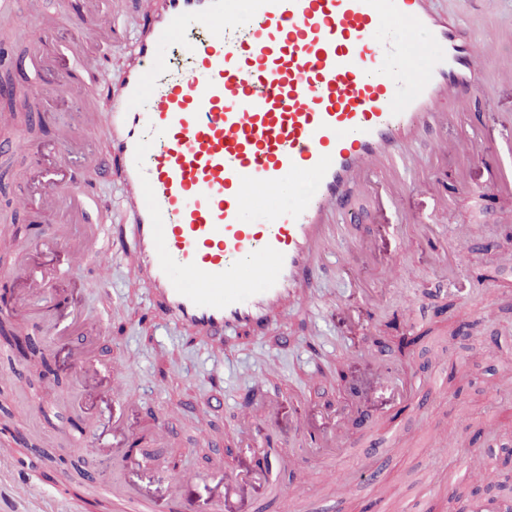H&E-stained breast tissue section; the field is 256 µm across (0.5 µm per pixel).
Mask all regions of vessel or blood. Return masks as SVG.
Listing matches in <instances>:
<instances>
[{
  "label": "vessel or blood",
  "instance_id": "1",
  "mask_svg": "<svg viewBox=\"0 0 512 512\" xmlns=\"http://www.w3.org/2000/svg\"><path fill=\"white\" fill-rule=\"evenodd\" d=\"M182 42L191 62L176 68L167 49ZM134 52L138 62L122 74L110 108V156L133 198L130 244L156 308L207 342L240 327L265 329L297 288L316 287L320 260L339 233L370 263L375 238L339 222L354 191L368 186V171L393 186L421 129L443 131L474 90L492 92L512 73L494 48L474 53L467 24L436 13L431 0H157ZM85 167L60 135L30 194L33 209L47 214L63 203L87 212L90 197L78 177ZM11 275L38 296L53 287L58 269L46 263L30 276L20 252ZM40 320L67 342L77 377L111 369L109 394L119 406L112 431L124 434L129 365L102 358L98 328L79 309ZM374 391L412 401L404 381L383 369ZM240 409L237 441L251 463L225 460L216 441L209 469L170 466L179 484L221 487L220 512H236L245 487L278 498L311 479L294 473L292 485L280 484L275 473L292 471L291 456L254 435L256 421L276 411L274 400L252 393ZM323 418L326 429L309 434L310 455L330 457L345 442L379 452V420L356 395L325 408ZM177 425L153 416L150 440L166 450ZM18 440L0 430V482L13 512H27L31 483ZM70 480L63 471L55 484L65 512H97L107 502L113 512H155L130 483L102 486L86 474V493L73 494Z\"/></svg>",
  "mask_w": 512,
  "mask_h": 512
}]
</instances>
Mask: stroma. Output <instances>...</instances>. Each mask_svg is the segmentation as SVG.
<instances>
[{
	"mask_svg": "<svg viewBox=\"0 0 512 512\" xmlns=\"http://www.w3.org/2000/svg\"><path fill=\"white\" fill-rule=\"evenodd\" d=\"M84 8V0H49L57 29L48 39L41 36V18L26 10L0 18V57L12 61L16 83L40 74L35 61L18 64L27 49L63 68L68 60L61 48L76 38L101 56L112 78L134 63L132 46L141 30L145 0H98L100 30L79 32L71 20ZM470 28L474 48L500 40L512 29V0H493L490 14L471 22ZM109 105L106 81L93 68L79 72L76 83L47 86L41 108L48 120L35 115L30 126L12 130L18 145L0 154V222L12 225L14 244L22 248L32 247L41 232L64 221L63 216L39 215L29 207L25 174L40 162V147L52 144L59 129L75 125L99 164L84 178L90 185V221L100 227V253L87 257L61 251L55 258L60 272L54 291L59 300L94 315L105 350L128 361L126 389L140 402L126 418L129 439L138 443L142 461L131 463L124 449L115 447L111 433H104L101 442L109 449L108 457L89 460L101 482L135 483L144 496L165 504L173 478L142 438L145 415L152 411L175 412L181 427L172 450L184 464L204 465L212 439L224 443L239 460L249 461V454L237 445L235 427L241 394L257 388L279 400L280 408L277 415L257 423L255 434L260 439L276 436L282 448L300 456L313 473V481L303 489L312 512H319L323 503L317 477L324 472L352 480L339 512H364L372 505L366 476L375 470L403 512H445L449 495H465L472 463L486 451L477 438L483 423L496 421L499 434L512 433V410H504L494 388L504 354H512V261L504 258L512 252V195L491 189L499 171L512 169V140L501 126L503 116L512 113V78L499 80L493 93L475 94L468 107L472 119L448 127L451 140L476 136L477 150L469 162L460 163L455 156L435 161V136L426 132L410 145L401 168L405 190L380 209L367 195H355L352 209L378 239L370 264H359L349 239L337 236L315 291L289 302L264 335L236 329L216 344L187 343L185 332L155 312L134 257L115 242L128 194L119 176L102 171L109 160L104 126L80 121L86 114H105ZM396 224L412 225L413 230L407 237L397 236L392 230ZM459 225L470 227L468 242L457 241ZM438 248L447 249L462 267L445 292L432 268ZM366 288L386 297L370 316L366 338L389 345L385 368L392 372L410 366L415 392L431 391V400L421 413L409 408L390 411L380 401L373 405L374 412L386 415L393 438L413 440L407 454L388 449L372 457L348 446L316 461L304 457L303 433L290 423L301 412L295 398L311 396L312 420L317 423L320 406L339 402L345 384L370 393L371 370L354 355L346 318L348 310L364 308ZM461 325L468 328V338L456 336ZM462 369L469 373V383H449V376ZM69 375L64 344L36 325L28 326L19 345L0 346V379L15 385L9 403L11 426L26 438L39 435L58 462L74 466L78 460L71 449L58 445L60 438L71 440L80 433L74 414L57 403ZM216 375L223 379L224 406L209 409L203 402L213 392ZM436 437L444 440V451L433 447Z\"/></svg>",
	"mask_w": 512,
	"mask_h": 512,
	"instance_id": "35a3bbf8",
	"label": "stroma"
}]
</instances>
